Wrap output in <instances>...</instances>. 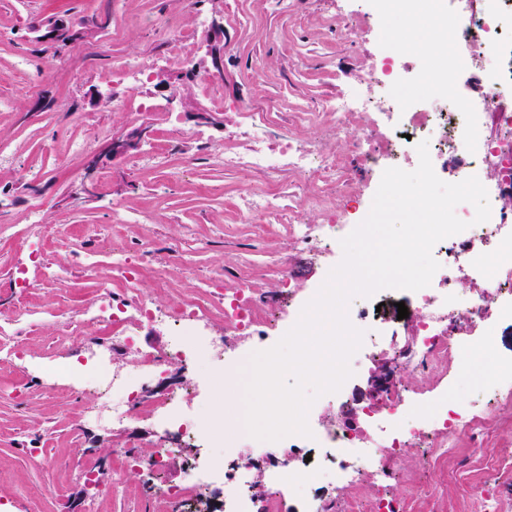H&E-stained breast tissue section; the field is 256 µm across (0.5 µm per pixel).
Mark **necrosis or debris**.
<instances>
[{"label": "necrosis or debris", "instance_id": "obj_1", "mask_svg": "<svg viewBox=\"0 0 512 512\" xmlns=\"http://www.w3.org/2000/svg\"><path fill=\"white\" fill-rule=\"evenodd\" d=\"M377 27H384L392 14L414 20L424 17L443 52L438 62L413 57L400 66L392 54L380 48L376 60L329 104L338 117L369 107V125L349 135L345 124L336 130L348 135L357 169L338 168L327 158L319 142L267 144L269 117L259 114L244 129L226 137L224 164L249 169L266 180L262 190L247 189L248 209L278 223L284 211L276 190L285 172L325 174L338 172V180L315 189L306 182L301 201L328 209L337 189L348 190L352 210L338 215L332 224H297L292 233L302 251L323 256L322 273L335 267L342 251L340 241L368 215L373 198L367 183H380L385 169L418 157L417 146L427 142L434 171L440 179L460 182L474 176L488 192L489 219L474 223L475 209L459 204L456 215L468 229L438 242L439 270L430 286L416 292L384 289L350 307L351 323L364 332L362 345L350 360L351 368L366 367L391 348L386 339V319L378 305L396 297L408 309L415 338L413 346L400 352L394 373L422 372L428 362L442 356L452 359L451 374L468 370L475 349L491 352L496 325L512 320V208L503 200L512 195V0H371ZM410 84H422L436 92L424 102L401 96ZM91 266L103 265L112 280L103 284L96 305L70 312L71 333L84 335L86 328L109 327L120 335L123 346L135 345L139 328L155 323L170 330L167 343L141 352L136 372L118 373L111 367V351L104 345L89 350L85 370L60 367L59 373L73 387L89 386L97 393L90 409L78 410L76 432L86 421L122 425L146 417L165 428L164 441L145 457L115 449L122 465L114 473L121 484L127 471H158L179 453L182 444L193 441L200 448L186 463L178 483L162 493L166 512H194L200 489H208L215 512H260L250 492L259 462H266L264 475L280 496L279 512H335L334 501L322 493V482L344 488L371 477L388 483L393 473L390 461L404 449L428 445L441 450L453 447L468 435L479 420L493 413L500 400L512 397V361L499 363L485 379L482 401L449 399V386L427 393L388 390L381 405L363 401L360 380L348 379L329 394L336 411L335 424L309 419L311 437L291 435L280 441H262L246 448L213 452L209 430L192 422L189 400L199 397L200 383L190 384L185 395H167L149 404H139L134 395L142 379L161 374L175 361L186 362L209 354L213 368L234 376L251 353L273 347L296 323L306 304L297 298L287 316L263 314L254 304L249 279L235 287L220 289L216 280L200 283L198 295L157 309L138 288L140 269L118 244L112 249L85 253ZM473 284L470 292L458 289L460 280ZM224 318V333L209 332L214 315ZM360 410L363 419L351 425L348 416Z\"/></svg>", "mask_w": 512, "mask_h": 512}]
</instances>
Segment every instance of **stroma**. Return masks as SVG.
Here are the masks:
<instances>
[{"label":"stroma","instance_id":"stroma-1","mask_svg":"<svg viewBox=\"0 0 512 512\" xmlns=\"http://www.w3.org/2000/svg\"><path fill=\"white\" fill-rule=\"evenodd\" d=\"M60 14L91 29L61 53L31 39L33 19ZM224 23V66L211 74L205 57V31L196 15ZM366 0H197L188 12L184 0H0V213L19 235L35 240L54 233L56 240L42 255L16 247L0 250V325L9 327L23 347L22 361L0 365V512H165L159 489L164 479L179 475L193 446L182 448L164 474L127 471L121 485H111L118 462L114 448L135 444L150 454L160 438L150 420H130L124 427H89L76 440L68 418L77 405H89L93 392L76 393L66 385L46 392L42 367L72 360L89 342L70 335L59 311L94 303L99 272L86 263L74 236L94 240L113 223V205L149 214L147 224L129 225L123 244L131 248L141 237L158 247L141 260L139 288L161 307L196 293L198 277L223 280L230 273L250 278L256 295L284 309L287 294L264 275L262 262L285 257L294 285L309 287L319 275V257L299 253L288 231L292 224H322L327 216L314 207L288 209L280 223L259 234L257 223L239 216L242 189L263 186L251 171L223 165L224 140L246 112L274 107L281 115L270 130L271 148L282 139L300 145L319 140L326 155L353 165L346 140L337 135L329 102L351 78L373 61L379 41L396 56L418 57L430 34L425 24L400 16L389 19L381 36L357 34L369 20ZM192 33L182 61L168 59L160 38L168 32ZM147 62L133 79L112 70L113 57ZM195 69L185 86L195 110L212 116L198 121L157 88L167 74ZM217 76L223 102L201 92V79ZM105 102H98L97 94ZM146 125L149 136L139 153L171 142L177 160L139 165L134 155L113 158L114 135ZM85 148L74 154L73 140ZM138 153V154H139ZM97 159L91 190L82 186L86 165ZM183 253L196 278L172 273L159 283L154 269L164 261V247ZM63 272L64 285L41 280L42 267ZM206 375L207 390L196 403V420L224 428V376L206 362L189 367L176 362L166 378L143 394L181 391L193 377ZM82 456H72L74 446ZM502 469L488 478L487 466ZM93 462L98 478L89 486L81 473ZM396 478L387 487L367 479L338 490L353 512H375L379 496L397 512H475L466 492L483 488L512 498V401L482 421L477 441L461 438L452 452L420 455L406 451L395 463Z\"/></svg>","mask_w":512,"mask_h":512}]
</instances>
